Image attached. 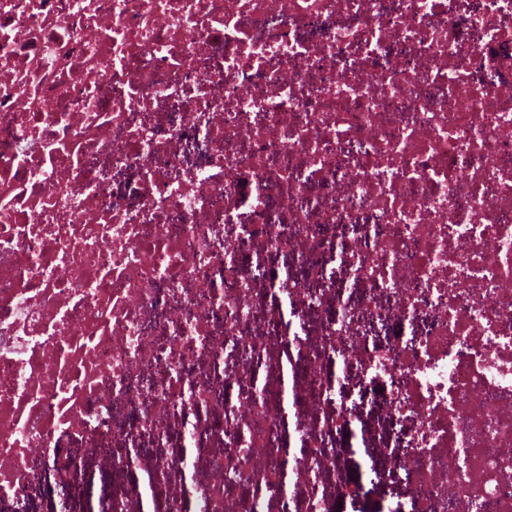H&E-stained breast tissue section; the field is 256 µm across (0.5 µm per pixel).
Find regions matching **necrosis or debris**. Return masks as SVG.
<instances>
[{
  "mask_svg": "<svg viewBox=\"0 0 512 512\" xmlns=\"http://www.w3.org/2000/svg\"><path fill=\"white\" fill-rule=\"evenodd\" d=\"M61 490L512 512V0H0V512ZM355 423L353 425V429L355 431V436L352 440H346L344 442L343 452H344V464L345 467L349 470L352 476H359V465L361 463V458L364 455V447H361L359 444L360 439V431L361 429H374L378 428V423L376 416L373 413H368L367 411H359L355 415Z\"/></svg>",
  "mask_w": 512,
  "mask_h": 512,
  "instance_id": "obj_1",
  "label": "necrosis or debris"
}]
</instances>
